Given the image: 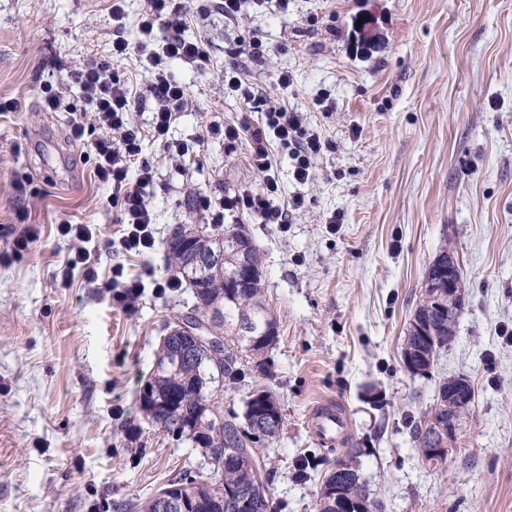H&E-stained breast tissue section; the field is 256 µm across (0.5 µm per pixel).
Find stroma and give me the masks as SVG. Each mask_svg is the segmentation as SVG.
Segmentation results:
<instances>
[{
  "label": "stroma",
  "mask_w": 512,
  "mask_h": 512,
  "mask_svg": "<svg viewBox=\"0 0 512 512\" xmlns=\"http://www.w3.org/2000/svg\"><path fill=\"white\" fill-rule=\"evenodd\" d=\"M108 0H0V512H132L177 473L197 470L195 449L171 442L138 410L165 325L190 311V289L161 292L174 227L196 221L197 194L218 198L257 187L248 145L207 137L212 121L249 120L225 97L222 75L240 43L260 38L286 53L249 68L246 80L304 113L331 144L316 178L297 184L292 160L271 153L284 197L303 193L287 232L228 213L262 253L265 300L277 339L243 355L245 385L225 391L242 407L251 389L278 399L279 438L261 451L276 470L273 500L316 512L324 474L359 449L362 476L383 512H512V0H292L248 10L239 25L189 18L185 34L210 41L203 69L169 68L191 111L172 138L200 141L182 165L145 138L156 171L150 198L156 245L115 250L122 226L98 181L89 146L69 137L70 115L42 109L45 85L84 60L112 63L133 89L135 58H112ZM373 13L378 41L357 50L354 21ZM294 82H276L280 70ZM332 111H325V104ZM339 212L343 222L324 219ZM90 225L94 276L67 269L64 222ZM31 235L26 251L16 238ZM461 264L456 337L428 375L410 372L401 346L425 275L443 251ZM143 278L133 311L112 301L114 265ZM467 376L475 403L445 469L415 447L420 416L440 380ZM334 402L349 422L335 447L309 416Z\"/></svg>",
  "instance_id": "obj_1"
}]
</instances>
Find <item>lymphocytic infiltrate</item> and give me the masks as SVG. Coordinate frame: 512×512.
<instances>
[{
	"mask_svg": "<svg viewBox=\"0 0 512 512\" xmlns=\"http://www.w3.org/2000/svg\"><path fill=\"white\" fill-rule=\"evenodd\" d=\"M265 3L266 0H214L213 5L194 8L190 0H147L138 19L139 41L132 43L120 36L112 40L113 56H132L139 62L145 75L142 92H133L125 80L113 73L109 62L93 60L67 71L45 97L44 111L71 112V139L89 142L96 176L112 185L109 204L119 209L120 221L125 226L119 240L123 251L141 253L152 249L155 243L149 196L156 172L152 165L140 159L144 138L149 136L162 142L168 159L176 163L183 162L192 150L186 141L168 137L177 114L191 104L185 85L169 69V61L177 60L198 70L209 56L206 40H189L184 36L190 13H197L204 19L215 12L223 17L225 24L235 25L247 7L260 8ZM223 82L227 96L241 100L249 110L262 107L264 119L255 126L245 121L237 124L214 121L208 132L224 138L230 145L247 140L249 167L261 177L262 184L259 189H245L216 200L199 196L200 221L217 224L225 212L241 211L256 223L287 229L290 212L302 210L306 200L297 194L288 204H281L279 179L269 146L275 142L287 151L293 161L294 181L305 185L314 180L315 162L327 144L299 112L288 110L266 94L252 90L241 71L226 70ZM75 86L79 87L80 96L78 102L73 103L69 95ZM139 107L150 111L148 126L139 125L133 118Z\"/></svg>",
	"mask_w": 512,
	"mask_h": 512,
	"instance_id": "obj_1",
	"label": "lymphocytic infiltrate"
}]
</instances>
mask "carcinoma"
Returning <instances> with one entry per match:
<instances>
[{
  "label": "carcinoma",
  "instance_id": "cac0c4a2",
  "mask_svg": "<svg viewBox=\"0 0 512 512\" xmlns=\"http://www.w3.org/2000/svg\"><path fill=\"white\" fill-rule=\"evenodd\" d=\"M227 236L241 239L248 247L254 274L247 282L241 283L230 277L234 264L229 258L224 260L223 273L214 272L207 276L199 274L186 262V251L192 248L216 250ZM165 261L166 269L192 288L193 313L201 318L209 313L220 315V326L224 331V347L214 351L195 348L189 360L173 364L166 371H153L140 386L139 411L160 423L175 444L197 448L202 456L200 470L180 472L168 485L180 486L186 479H192L191 486L185 491L196 499L197 512H282L269 495L250 504L245 511L240 508L241 498L245 497L243 469L264 444L261 439L251 438L249 431L257 411L262 409L261 404L246 398L242 409H226L223 396H216L210 404L203 396L221 385L231 389L241 384L245 379L240 368L243 354L262 353L276 339V321L264 299L260 248L241 224H227L221 233L208 230L205 224L183 225L166 241ZM436 292L435 288L423 289L413 314L416 322L431 324L436 335L417 336L409 330L402 345V359L420 356L416 364L418 374L430 370L441 350L453 341L448 336V326L444 325L448 312H441L436 307L433 298ZM249 322L262 325L265 333L244 332V325ZM182 346L184 343L175 336L163 339L156 362L162 364L172 359V352ZM452 381L451 377L441 381L430 409L412 424L411 439L417 448H425V416L433 409L448 407V385ZM199 418L212 421V427L224 445V461L211 459L213 439L201 441L194 436V426ZM204 469L209 471V476H204ZM346 469L344 475L335 470L322 480L317 490L319 512H382V502L371 495L360 471L349 463Z\"/></svg>",
  "mask_w": 512,
  "mask_h": 512
}]
</instances>
